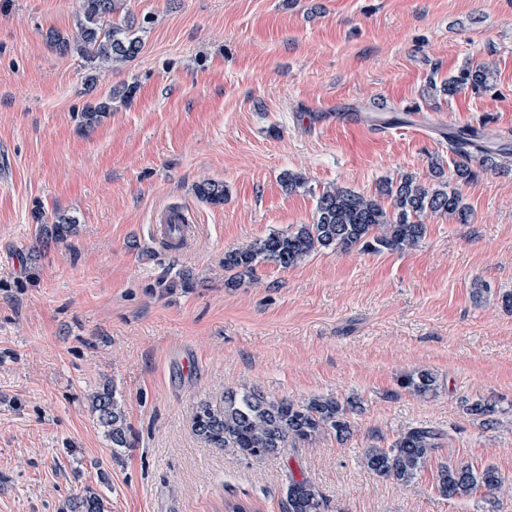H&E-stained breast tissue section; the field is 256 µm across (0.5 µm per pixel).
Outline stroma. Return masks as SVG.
<instances>
[{
    "label": "stroma",
    "instance_id": "stroma-1",
    "mask_svg": "<svg viewBox=\"0 0 512 512\" xmlns=\"http://www.w3.org/2000/svg\"><path fill=\"white\" fill-rule=\"evenodd\" d=\"M124 7L152 19L143 48L89 90L82 60L45 39L74 31L79 0H0V512H63L88 486L106 512H283L293 476L318 485L324 512H512V156L463 186L470 223L428 217L413 250L321 251L236 286L223 266L229 248L311 223L328 186L432 185L435 160L451 179V131L512 144V0ZM488 62L489 89L444 91ZM127 85L131 104L83 133V106ZM287 171L305 188L286 193ZM205 179L224 182L223 205L196 198ZM169 204L201 228L180 254L151 235ZM37 208L75 216L77 235L41 247ZM424 369L439 381L427 399L401 384ZM106 385L129 447L113 449L92 409ZM243 387L355 395L363 410L345 442L252 462L192 428L200 400ZM479 398L497 401L498 428L467 414ZM420 425L443 440L410 486L364 468L366 448ZM448 462L494 464L505 485L447 499Z\"/></svg>",
    "mask_w": 512,
    "mask_h": 512
}]
</instances>
